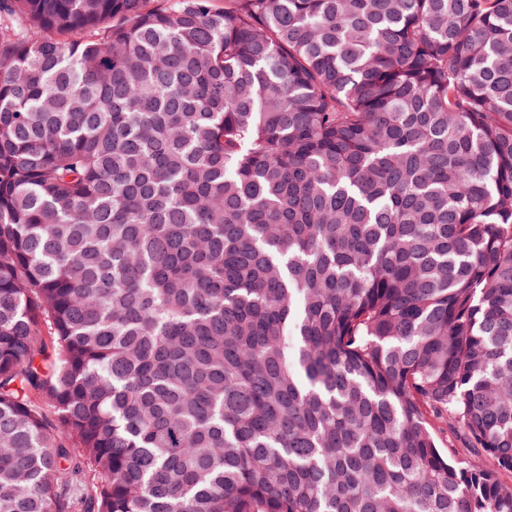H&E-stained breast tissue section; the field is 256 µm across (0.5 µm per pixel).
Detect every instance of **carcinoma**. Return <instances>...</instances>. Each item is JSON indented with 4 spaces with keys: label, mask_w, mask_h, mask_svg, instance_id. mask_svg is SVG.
I'll return each mask as SVG.
<instances>
[{
    "label": "carcinoma",
    "mask_w": 512,
    "mask_h": 512,
    "mask_svg": "<svg viewBox=\"0 0 512 512\" xmlns=\"http://www.w3.org/2000/svg\"><path fill=\"white\" fill-rule=\"evenodd\" d=\"M503 472L512 0H0V512H512Z\"/></svg>",
    "instance_id": "1"
}]
</instances>
